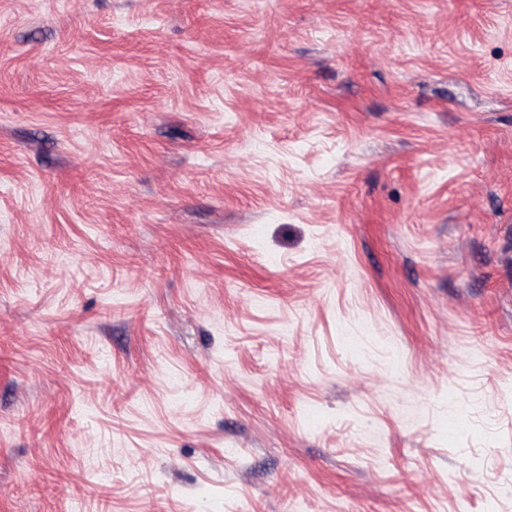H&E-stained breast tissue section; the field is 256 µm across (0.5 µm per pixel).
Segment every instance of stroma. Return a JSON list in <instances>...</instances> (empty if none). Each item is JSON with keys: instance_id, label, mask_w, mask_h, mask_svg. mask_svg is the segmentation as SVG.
Wrapping results in <instances>:
<instances>
[{"instance_id": "obj_1", "label": "stroma", "mask_w": 512, "mask_h": 512, "mask_svg": "<svg viewBox=\"0 0 512 512\" xmlns=\"http://www.w3.org/2000/svg\"><path fill=\"white\" fill-rule=\"evenodd\" d=\"M512 0H0V512H512Z\"/></svg>"}]
</instances>
